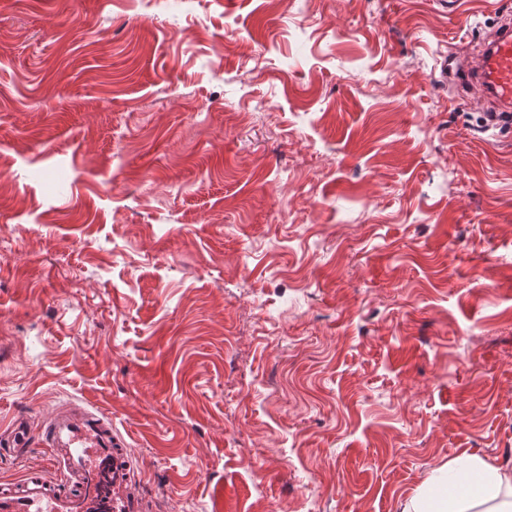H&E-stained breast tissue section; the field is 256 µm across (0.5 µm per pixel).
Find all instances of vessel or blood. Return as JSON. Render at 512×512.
Listing matches in <instances>:
<instances>
[{
	"instance_id": "vessel-or-blood-1",
	"label": "vessel or blood",
	"mask_w": 512,
	"mask_h": 512,
	"mask_svg": "<svg viewBox=\"0 0 512 512\" xmlns=\"http://www.w3.org/2000/svg\"><path fill=\"white\" fill-rule=\"evenodd\" d=\"M460 74L490 112H512V18L502 17L480 50L456 58ZM64 466L63 487L44 472L0 488V512H144L143 491L130 472L111 421L58 410L40 427L16 419L7 447L21 452L34 440Z\"/></svg>"
}]
</instances>
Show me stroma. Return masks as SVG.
<instances>
[{
  "label": "stroma",
  "mask_w": 512,
  "mask_h": 512,
  "mask_svg": "<svg viewBox=\"0 0 512 512\" xmlns=\"http://www.w3.org/2000/svg\"><path fill=\"white\" fill-rule=\"evenodd\" d=\"M503 10L0 0V432L102 415L169 512L512 471V131L443 68Z\"/></svg>",
  "instance_id": "stroma-1"
}]
</instances>
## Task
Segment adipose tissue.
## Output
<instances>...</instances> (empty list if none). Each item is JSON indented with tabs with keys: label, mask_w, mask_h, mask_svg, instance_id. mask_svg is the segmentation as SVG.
Segmentation results:
<instances>
[{
	"label": "adipose tissue",
	"mask_w": 512,
	"mask_h": 512,
	"mask_svg": "<svg viewBox=\"0 0 512 512\" xmlns=\"http://www.w3.org/2000/svg\"><path fill=\"white\" fill-rule=\"evenodd\" d=\"M402 512H512V474L475 455L458 457L432 471Z\"/></svg>",
	"instance_id": "adipose-tissue-1"
}]
</instances>
